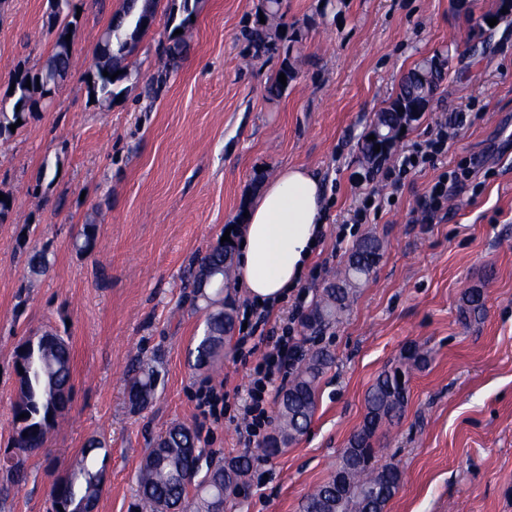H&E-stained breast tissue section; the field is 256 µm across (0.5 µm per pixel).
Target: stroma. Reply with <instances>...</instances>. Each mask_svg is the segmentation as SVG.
I'll list each match as a JSON object with an SVG mask.
<instances>
[{"label": "stroma", "instance_id": "obj_1", "mask_svg": "<svg viewBox=\"0 0 512 512\" xmlns=\"http://www.w3.org/2000/svg\"><path fill=\"white\" fill-rule=\"evenodd\" d=\"M259 0H204L190 47L168 69L157 50L169 33L159 9L130 62L139 73L121 101H91L93 50L123 0H72L81 14L67 79L24 127L0 139V193L13 211L0 223V512H49L57 478L79 461L85 442L104 439L107 475L95 512H136V477L153 442L170 426L193 428L214 460L249 457L251 468L226 512H300L305 495L329 478L338 453L361 425L365 394L416 342L431 351L414 371L400 422L375 436L384 463L403 483L386 512H512V22L481 34L489 0L471 17L450 0H284L282 18L299 28L296 82L278 100L265 86L275 60L252 56L241 37ZM47 0H0V90L15 71L37 72L52 51ZM450 52L448 76L401 144L424 138L441 113L470 123L435 165L412 172L367 223H351L358 195L379 186L367 176L359 143L419 60ZM168 77L148 100L145 82ZM57 170L43 171L44 162ZM289 165L317 172L327 217L313 257L342 269L372 235L381 257L362 280L346 319L303 350L327 347L335 361L321 378L306 434L272 457L245 443L231 421L255 356L230 335L216 370H194L188 350L206 318L188 285L198 260L238 238L236 217L255 198L256 171ZM467 180L436 224L416 221L417 203L442 172ZM94 248L75 246L85 221ZM348 235L336 247L338 228ZM48 247L51 266L31 276L28 251ZM484 291L486 316L467 323L463 293ZM68 338L70 401L46 445L25 458V481L10 482L15 357L27 337ZM157 371L144 408L128 399L139 364ZM230 395L219 418L203 417L199 394Z\"/></svg>", "mask_w": 512, "mask_h": 512}]
</instances>
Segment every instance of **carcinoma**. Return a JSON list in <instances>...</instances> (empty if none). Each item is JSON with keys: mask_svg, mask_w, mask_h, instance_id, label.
Returning a JSON list of instances; mask_svg holds the SVG:
<instances>
[{"mask_svg": "<svg viewBox=\"0 0 512 512\" xmlns=\"http://www.w3.org/2000/svg\"><path fill=\"white\" fill-rule=\"evenodd\" d=\"M203 0H181L179 15L171 14L167 23L183 33L158 42L161 54L171 67H176L191 34V17L198 14ZM158 0H124L121 11L113 15L105 29L107 40L94 53H103L112 59L108 75L98 68L88 81L94 98L107 102L127 91L126 83L133 80L128 59L133 55L138 41L149 31L143 26L142 15L157 14ZM259 12L254 14L251 24L242 31L249 49L256 57H277L278 66L267 86L269 98L282 96L297 78L292 61L295 44L302 42V31L291 34L279 30L277 19L282 17V0H261ZM70 0H62L61 15L56 18L59 34L52 51L44 64L61 81L65 80L71 68L72 51L65 48V37L74 34L70 26L77 24L69 19ZM265 23H260V17ZM512 17V11L505 9V0H493L482 20L495 18L503 21ZM449 57L437 53L416 64L401 80L395 97L378 113L375 123L381 124L390 133L388 148L374 151L376 141L364 137L361 153L367 168L389 155L396 147L401 129L417 121L426 111L436 91L448 75ZM117 77H112V74ZM285 74L286 84L278 81ZM38 73H22L15 77L13 93L7 109H0V138L12 135L10 127L17 120L35 112L42 102L44 91L37 88ZM31 87H26V82ZM232 243L226 242L215 247L201 259L193 274L190 286L196 293L214 307L205 320L203 334L188 353L189 364L194 368L204 367L212 362L224 347L226 334L234 324V309L229 301L214 300L207 289L224 290L228 287L232 264H224V257L232 254ZM381 244L373 236L364 238L348 259V264L336 278L321 292L306 320V326L314 332L321 330L332 321H340L349 311L356 286L352 280L367 275L380 259ZM30 272L39 275L50 267L49 249L44 247L34 252L28 260ZM461 314L468 321H480L485 314L484 294L479 288H471L463 294ZM28 369L21 392L14 405L16 426L13 447L18 453L13 457L10 471L16 481L24 476L23 462L26 454L42 448L47 442L49 430L64 409L60 402L63 386L72 378V355L68 342L61 336L45 333L33 337L28 350ZM431 359L430 351L419 344L409 345L402 355L400 364L391 370L381 372L365 396L366 413L360 427L341 449L336 470L330 477L308 493L300 512H385L391 498L402 482L401 471L391 465L377 464L381 449L375 447L374 436L383 426L397 423L408 403L410 374L420 370ZM334 357L329 349L317 348L299 359L288 390L282 394L279 403L277 423L269 436L264 452L278 453L281 448L302 436L316 409V393L319 381L333 364ZM403 379H397V376ZM156 371L150 367L139 369L128 385V397L132 405L146 407L155 392ZM28 417L22 418L20 414ZM198 437L190 427L176 424L165 432L164 439L155 441L147 449V465L140 467L138 483L139 512H162L161 506L175 508L176 512H212L213 503L226 502L238 494L242 477L248 470V461L236 460L228 463L218 461L207 467L198 465L203 450L197 447ZM108 456L104 440L89 439L81 450L78 464L66 474L62 484H54L51 505L61 504L64 512H84L85 502L99 497L102 491L101 476L104 466L98 464L100 456ZM205 474H200L201 469Z\"/></svg>", "mask_w": 512, "mask_h": 512, "instance_id": "1", "label": "carcinoma"}]
</instances>
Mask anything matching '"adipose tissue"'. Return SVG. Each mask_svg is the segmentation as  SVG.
Wrapping results in <instances>:
<instances>
[{"label": "adipose tissue", "mask_w": 512, "mask_h": 512, "mask_svg": "<svg viewBox=\"0 0 512 512\" xmlns=\"http://www.w3.org/2000/svg\"><path fill=\"white\" fill-rule=\"evenodd\" d=\"M322 180L281 169L253 200L239 232L238 278L251 302L279 304L306 271L325 224Z\"/></svg>", "instance_id": "1"}]
</instances>
